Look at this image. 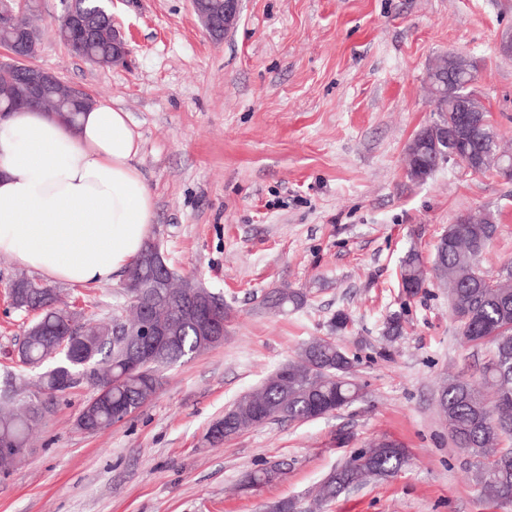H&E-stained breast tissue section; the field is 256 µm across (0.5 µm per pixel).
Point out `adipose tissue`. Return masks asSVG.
<instances>
[{
	"instance_id": "1",
	"label": "adipose tissue",
	"mask_w": 512,
	"mask_h": 512,
	"mask_svg": "<svg viewBox=\"0 0 512 512\" xmlns=\"http://www.w3.org/2000/svg\"><path fill=\"white\" fill-rule=\"evenodd\" d=\"M140 135L104 101L76 126L37 108L0 118V254L49 279L112 283L156 219Z\"/></svg>"
}]
</instances>
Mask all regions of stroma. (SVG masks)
I'll list each match as a JSON object with an SVG mask.
<instances>
[{"label":"stroma","instance_id":"obj_1","mask_svg":"<svg viewBox=\"0 0 512 512\" xmlns=\"http://www.w3.org/2000/svg\"><path fill=\"white\" fill-rule=\"evenodd\" d=\"M32 5L34 65L128 112L156 205L150 235L178 276L223 296L231 319L223 345L164 368L144 407L97 433L75 427L90 387L42 396L24 456L0 478V512H266L281 500L298 512H512L480 493L437 404L442 380L478 377L485 353L459 336L439 281L413 297L400 284L406 253L432 266L438 239L467 212L497 219L483 267L512 263V179L453 163L422 182L406 174L409 143L435 118L427 72L452 51L475 63V91L512 149V55L500 49L512 0H242L220 41L189 0H114L131 53L112 67L55 35L61 0ZM23 270L0 255V375L29 379L13 354L26 316L6 293ZM123 284L55 288L98 323L123 307ZM272 288L307 302L267 313L257 300ZM339 311L342 332L331 326ZM393 316L397 336L385 333ZM315 338L357 359L363 398L206 442L235 401ZM384 436L406 448L403 469L315 507L322 479ZM275 463L279 479L240 489L245 472Z\"/></svg>","mask_w":512,"mask_h":512}]
</instances>
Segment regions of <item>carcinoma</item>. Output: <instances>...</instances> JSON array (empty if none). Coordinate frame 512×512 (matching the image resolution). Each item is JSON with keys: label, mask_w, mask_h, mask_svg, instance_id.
<instances>
[{"label": "carcinoma", "mask_w": 512, "mask_h": 512, "mask_svg": "<svg viewBox=\"0 0 512 512\" xmlns=\"http://www.w3.org/2000/svg\"><path fill=\"white\" fill-rule=\"evenodd\" d=\"M75 9L99 28V40L92 44L73 39L59 31V39L76 55L101 67L114 65L112 60L111 21L102 11L100 0H73ZM24 97V86L15 73L0 72V111L12 112ZM475 136L485 139L488 149L501 152L503 159L512 157L500 151L498 134L488 122ZM496 225L471 219L469 224H450L441 239L448 249L437 248L434 269L448 285V301L458 323V331L476 347L489 346L488 359L477 380L450 377L442 385L440 413L448 424V433L469 457L470 467L483 495L501 505H512V453L502 454L503 440H512V399L502 400L503 390L512 391V380L501 377L495 360L502 351L512 355V284H490L488 272L481 267V257L488 247L486 233H495ZM144 255L129 268L130 275L149 282L161 273L143 261ZM427 281V271L420 255L410 251L401 265V288L409 296L418 294ZM195 285L176 276L168 278V297L157 315L177 327V343L167 355L145 370L132 372L126 363V348L112 339L115 322H133L138 315L127 304L124 311L97 325L81 323L68 309L58 306L57 294L34 279L21 278L16 288L14 308L21 312L38 311L28 324L19 344L18 360L40 370L35 381L40 394L56 395L67 391L61 378L83 367L84 359L58 350V340L67 331L66 322L74 321L77 343L99 362V371L111 382L107 401L90 414L93 426L106 428L121 419L130 408H142L154 395L145 376L156 377L160 368L184 358L190 359L209 350L199 343L192 325L183 318V304ZM307 294L291 288H273L264 293L258 307L284 313L298 309ZM356 361L333 341L317 339L304 345L297 357L288 361L289 377L279 382V371L269 375L261 388L238 399L227 416L231 428L214 437L219 442L243 430L270 421L288 419L306 422L312 412L322 408L348 407L363 397V387L354 379ZM15 379L0 384V437L11 438L18 448L28 447L29 433L39 420L37 405L30 401L21 410L10 407L14 401ZM407 462L406 452L394 443L387 448L374 441L350 455L330 472L320 484L319 497L324 503L335 500L346 489L371 479L395 476ZM272 482L267 468L244 475L243 485L255 488Z\"/></svg>", "instance_id": "obj_1"}]
</instances>
